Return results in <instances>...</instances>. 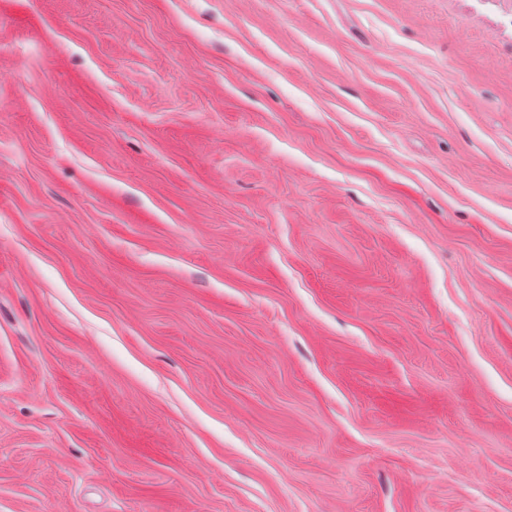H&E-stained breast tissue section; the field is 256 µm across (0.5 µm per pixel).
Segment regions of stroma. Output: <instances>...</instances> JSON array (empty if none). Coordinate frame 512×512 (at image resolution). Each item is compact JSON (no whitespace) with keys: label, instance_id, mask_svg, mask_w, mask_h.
<instances>
[{"label":"stroma","instance_id":"obj_1","mask_svg":"<svg viewBox=\"0 0 512 512\" xmlns=\"http://www.w3.org/2000/svg\"><path fill=\"white\" fill-rule=\"evenodd\" d=\"M0 512H512V0H0Z\"/></svg>","mask_w":512,"mask_h":512}]
</instances>
